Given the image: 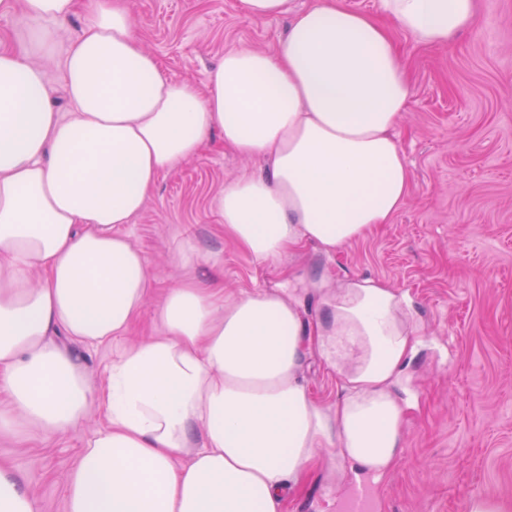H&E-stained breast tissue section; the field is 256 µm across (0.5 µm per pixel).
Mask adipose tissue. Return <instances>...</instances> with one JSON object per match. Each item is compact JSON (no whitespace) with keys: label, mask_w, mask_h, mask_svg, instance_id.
I'll return each mask as SVG.
<instances>
[{"label":"adipose tissue","mask_w":512,"mask_h":512,"mask_svg":"<svg viewBox=\"0 0 512 512\" xmlns=\"http://www.w3.org/2000/svg\"><path fill=\"white\" fill-rule=\"evenodd\" d=\"M254 19L289 17L270 52L234 48L206 92L162 74L134 35L130 0H95L64 62L72 110L57 112L35 57L78 0H0L28 23L0 48V433L69 429L98 402L107 424L66 476L68 512H284L316 450L380 477L403 451L406 407L394 391L418 345L405 294L369 278L319 289L306 323L276 289L219 297L205 280L169 289L165 333L123 350L95 391L53 337L126 335L152 279L121 227L160 175L212 135L267 171L224 187V228L255 260L317 244L336 253L407 200L412 173L396 131L413 91L391 32L426 47L475 27L474 0H379L380 16L343 0H239ZM314 352L336 401L302 374ZM0 512H36L27 483L0 464ZM303 374L312 395L321 402H333L339 393L336 375L316 353L307 355Z\"/></svg>","instance_id":"obj_1"}]
</instances>
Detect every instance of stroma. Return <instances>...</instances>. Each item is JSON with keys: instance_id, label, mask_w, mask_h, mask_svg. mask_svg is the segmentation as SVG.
<instances>
[{"instance_id": "obj_1", "label": "stroma", "mask_w": 512, "mask_h": 512, "mask_svg": "<svg viewBox=\"0 0 512 512\" xmlns=\"http://www.w3.org/2000/svg\"><path fill=\"white\" fill-rule=\"evenodd\" d=\"M57 35L44 61L48 93L69 111L62 59L90 16ZM135 35L164 73L205 90L227 50H273L287 17L252 19L239 0H133ZM478 25L448 45L422 47L394 32L413 87L398 141L412 169L410 194L391 223L326 257L314 246L259 264L225 233L219 199L228 182L257 172L212 136L199 154L163 173L141 212L121 230L148 256L152 293L127 335L85 345L56 334L78 357L92 388L122 349L164 333L154 314L164 293L194 277L172 254L191 237L218 256L212 277L225 292L292 288L306 319L317 314L315 280L374 278L405 292L424 331L398 395L409 404L402 458L376 489V512H466L492 494L512 503V0H477ZM106 418L90 404L62 434L34 428L0 435V463L30 483L37 512H67L64 478ZM355 467L337 466L334 449L285 512H346Z\"/></svg>"}]
</instances>
